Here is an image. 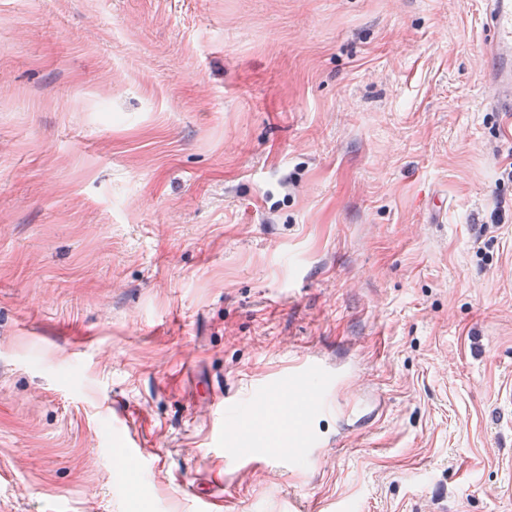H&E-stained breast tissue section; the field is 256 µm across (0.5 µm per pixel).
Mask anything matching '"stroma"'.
I'll return each instance as SVG.
<instances>
[{"mask_svg": "<svg viewBox=\"0 0 512 512\" xmlns=\"http://www.w3.org/2000/svg\"><path fill=\"white\" fill-rule=\"evenodd\" d=\"M483 3L0 0V512H512ZM307 351L364 425L225 468L203 384ZM287 438L288 443H283L280 448H267L265 451L268 476L274 483L297 474L305 466L319 464L323 458V448L330 444V440L325 437L306 432V439L303 441L308 442L312 448H292L295 440L290 435Z\"/></svg>", "mask_w": 512, "mask_h": 512, "instance_id": "1", "label": "stroma"}]
</instances>
